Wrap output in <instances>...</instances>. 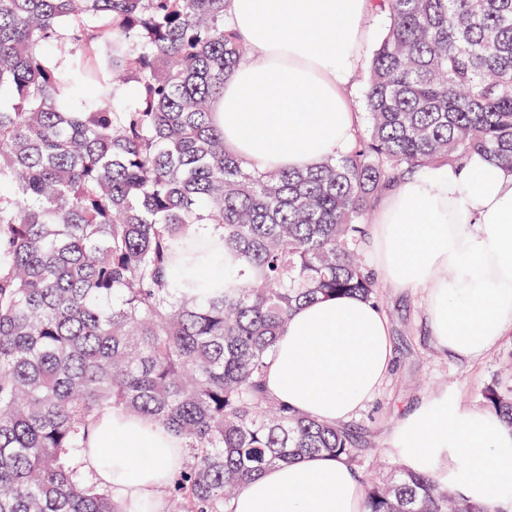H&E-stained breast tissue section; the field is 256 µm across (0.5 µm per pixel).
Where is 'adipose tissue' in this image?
<instances>
[{
    "label": "adipose tissue",
    "instance_id": "1",
    "mask_svg": "<svg viewBox=\"0 0 512 512\" xmlns=\"http://www.w3.org/2000/svg\"><path fill=\"white\" fill-rule=\"evenodd\" d=\"M370 0H227L226 19L249 48L224 79L212 119L224 148L258 171L307 170L346 153L359 125L349 90L369 32ZM377 271L394 287L425 288L437 347L477 360L512 331V167L475 155L420 171L384 197L369 229ZM392 343L380 307L322 298L289 317L267 361L269 396L325 423L350 419L389 374ZM80 464L114 501L161 500L187 450L148 417L113 412L90 430ZM147 449L129 469L123 451ZM395 448L406 469L434 460L437 481L474 502L512 500V428L441 395L406 413ZM350 464L304 455L246 482L229 512H363Z\"/></svg>",
    "mask_w": 512,
    "mask_h": 512
}]
</instances>
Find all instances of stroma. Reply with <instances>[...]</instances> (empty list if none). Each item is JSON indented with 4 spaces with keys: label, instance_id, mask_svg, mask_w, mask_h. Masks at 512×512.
I'll return each instance as SVG.
<instances>
[{
    "label": "stroma",
    "instance_id": "1",
    "mask_svg": "<svg viewBox=\"0 0 512 512\" xmlns=\"http://www.w3.org/2000/svg\"><path fill=\"white\" fill-rule=\"evenodd\" d=\"M393 344V369L376 396L348 421L359 441L357 473L371 480L398 471L394 434L401 416L448 393L463 406L478 410L481 394L507 363H512V333L482 358L463 360L438 349L424 318L425 289L401 291L382 286Z\"/></svg>",
    "mask_w": 512,
    "mask_h": 512
}]
</instances>
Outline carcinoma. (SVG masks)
<instances>
[{
    "label": "carcinoma",
    "instance_id": "1",
    "mask_svg": "<svg viewBox=\"0 0 512 512\" xmlns=\"http://www.w3.org/2000/svg\"><path fill=\"white\" fill-rule=\"evenodd\" d=\"M225 3L0 0V512H125L79 463L117 408L190 448L141 512H228L270 466L356 462L350 429L267 395L281 329L322 297L381 303L361 253L403 176L512 165V0H373L390 25L366 128L314 170L273 173L243 168L212 122L248 53ZM482 399L512 426V383ZM364 510L496 512L427 465L369 483Z\"/></svg>",
    "mask_w": 512,
    "mask_h": 512
}]
</instances>
